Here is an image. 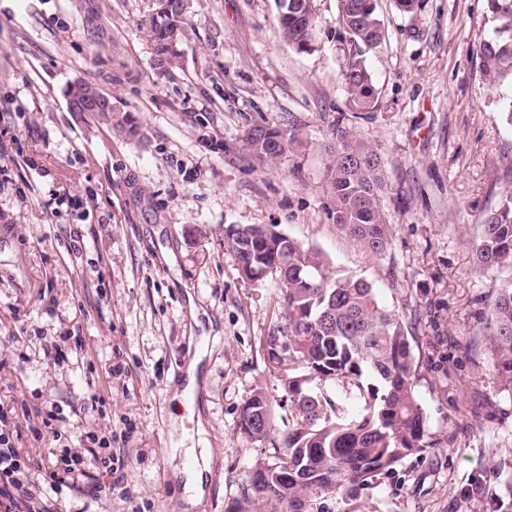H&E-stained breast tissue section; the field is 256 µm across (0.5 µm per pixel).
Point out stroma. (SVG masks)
Segmentation results:
<instances>
[{
  "mask_svg": "<svg viewBox=\"0 0 512 512\" xmlns=\"http://www.w3.org/2000/svg\"><path fill=\"white\" fill-rule=\"evenodd\" d=\"M318 48L282 39L274 0H188L172 66L156 63L155 0H0V408L46 409L72 445L111 437L117 477L88 464L110 497L65 492L62 512H180L185 452L211 450L194 512H232L256 465L273 463L294 424L269 339L284 323L275 276L240 275L224 229L274 224L333 268L371 282L415 321L416 396L436 445L358 490L363 512H491L512 473V399L473 348L476 310L495 272H480V216L512 190V126L476 70L484 0H377L386 39L368 56L378 107L352 120L386 173L393 224L374 256L326 214L324 146L351 112L341 63L340 0H313ZM83 80L138 137L70 111ZM298 129L305 144L270 168L242 141L257 124ZM201 308L199 323L189 303ZM82 346L60 363L46 337ZM203 351L198 397H176ZM262 393L274 429L243 434ZM485 470L483 494L465 496ZM258 411L265 416L266 427H256L248 435L255 441H263L272 429V411L269 402L261 393L254 394L245 404L240 418V430L244 431L245 426L250 424V418L259 415Z\"/></svg>",
  "mask_w": 512,
  "mask_h": 512,
  "instance_id": "obj_1",
  "label": "stroma"
}]
</instances>
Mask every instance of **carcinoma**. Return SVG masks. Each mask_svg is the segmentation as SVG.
Segmentation results:
<instances>
[{"label": "carcinoma", "instance_id": "obj_1", "mask_svg": "<svg viewBox=\"0 0 512 512\" xmlns=\"http://www.w3.org/2000/svg\"><path fill=\"white\" fill-rule=\"evenodd\" d=\"M305 2L301 14L278 17L283 40L298 53L318 48V17L313 0ZM485 14L488 30L477 50L480 76L496 89L512 88V0H485ZM339 21L347 42L341 68L346 91L357 112H368L378 106V98L365 54L385 39L376 0H341ZM181 23L180 12L158 13L150 20L155 55L168 64ZM94 118L119 133L138 135L110 107L95 112ZM343 122L342 117L336 120L334 144L326 148L328 216L365 250L381 256L393 234L380 204L385 173L376 150L346 130ZM266 129L278 139L274 146L244 141L245 151L259 166L270 167L303 145L296 130L270 125ZM478 227L476 264L503 278L478 313L476 341L489 354L499 393L512 399L511 190L480 218ZM272 228L271 224L228 225L224 241L243 270L278 278L285 326L282 335L270 337V342H288V365L302 364L307 377L302 388L308 397L295 396L294 377L288 376L294 427L283 447L275 449L276 462L261 465L269 473L263 487L250 482L233 512H249L255 501L270 504L271 512L280 505L288 506V512H314L313 501L319 496L334 494L347 504L354 488L393 472L405 458L434 443L415 395L416 333L399 311L382 304L370 282L339 273L320 250ZM329 385L341 388L339 397L328 395ZM258 414L265 416L266 427L254 428L249 437L263 441L272 429V411L260 393L245 404L240 428ZM486 483L485 472L474 471L463 494L479 495ZM492 509L512 512V477Z\"/></svg>", "mask_w": 512, "mask_h": 512}]
</instances>
